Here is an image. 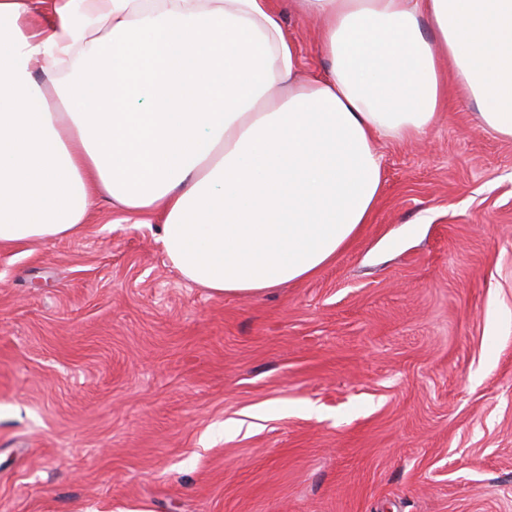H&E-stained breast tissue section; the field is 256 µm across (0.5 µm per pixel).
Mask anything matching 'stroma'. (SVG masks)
<instances>
[{"label":"stroma","mask_w":512,"mask_h":512,"mask_svg":"<svg viewBox=\"0 0 512 512\" xmlns=\"http://www.w3.org/2000/svg\"><path fill=\"white\" fill-rule=\"evenodd\" d=\"M379 150L372 222L263 296L104 198L0 248V512H512V141L452 101Z\"/></svg>","instance_id":"obj_1"}]
</instances>
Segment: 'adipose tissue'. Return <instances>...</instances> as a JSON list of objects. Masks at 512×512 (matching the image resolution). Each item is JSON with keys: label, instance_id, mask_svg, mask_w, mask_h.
<instances>
[{"label": "adipose tissue", "instance_id": "adipose-tissue-1", "mask_svg": "<svg viewBox=\"0 0 512 512\" xmlns=\"http://www.w3.org/2000/svg\"><path fill=\"white\" fill-rule=\"evenodd\" d=\"M46 2L0 0V245L69 235L102 195L161 212L183 278L251 298L335 261L379 142L426 134L449 88L512 141V0H290L319 22L307 77L272 0Z\"/></svg>", "mask_w": 512, "mask_h": 512}]
</instances>
